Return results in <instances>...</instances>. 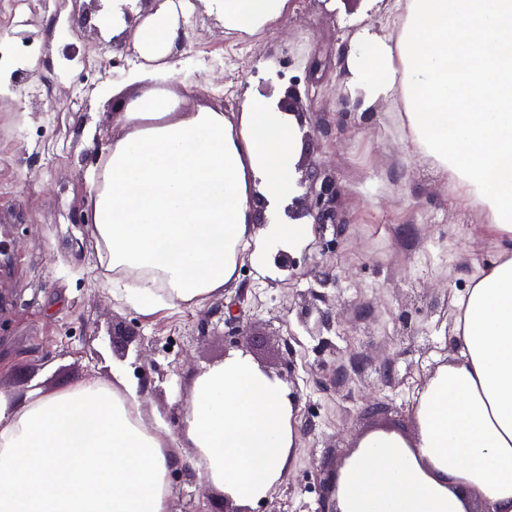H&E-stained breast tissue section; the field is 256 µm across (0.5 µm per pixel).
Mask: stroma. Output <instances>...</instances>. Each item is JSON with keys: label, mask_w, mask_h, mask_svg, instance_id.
<instances>
[{"label": "stroma", "mask_w": 512, "mask_h": 512, "mask_svg": "<svg viewBox=\"0 0 512 512\" xmlns=\"http://www.w3.org/2000/svg\"><path fill=\"white\" fill-rule=\"evenodd\" d=\"M387 6L291 0L287 16L258 36L228 38L206 4L190 5L169 87L185 111L237 112L261 95L278 101L289 77H305L317 55L340 54ZM111 11L110 0H41L21 13L0 0V389L50 394L90 373L111 380L122 366L181 460L169 475L170 512H222L223 494L204 487L182 438L183 406L199 374L244 353L289 387L298 429L287 475L251 512H316L358 435L412 431L426 376L455 349V300L508 245L474 235L484 214L403 141L390 102L355 109L356 91L331 71L311 91L295 175L311 163L327 169L341 188L343 225L294 253V271L244 264L236 287L203 304L144 315L116 301L95 239L74 221L90 209L87 163L118 133L112 105L134 94L127 76L143 65L101 26ZM241 293L233 329L224 311ZM313 305L333 317L317 335L300 319ZM354 361L359 371L338 382ZM386 364L387 385L378 374Z\"/></svg>", "instance_id": "obj_1"}]
</instances>
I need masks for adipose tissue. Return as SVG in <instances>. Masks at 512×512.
<instances>
[{"label":"adipose tissue","instance_id":"ef3b65f1","mask_svg":"<svg viewBox=\"0 0 512 512\" xmlns=\"http://www.w3.org/2000/svg\"><path fill=\"white\" fill-rule=\"evenodd\" d=\"M123 2L112 35L146 61L129 84L171 80L182 0H157L133 26ZM206 2L238 38L289 6ZM339 70L366 102L391 100L416 152L512 242V0H394ZM113 112L122 132L87 169L89 229L119 299L141 314L198 304L232 286L243 261L261 268L312 240L313 225L284 216L301 153L294 116L257 98L239 112H178L151 91ZM456 309L459 355L427 377L412 433L357 439L335 512H512V252L479 271ZM295 411L278 380L234 354L194 380L182 433L208 485L244 510L287 474ZM178 463L122 368L53 394L0 390V512H169Z\"/></svg>","mask_w":512,"mask_h":512}]
</instances>
